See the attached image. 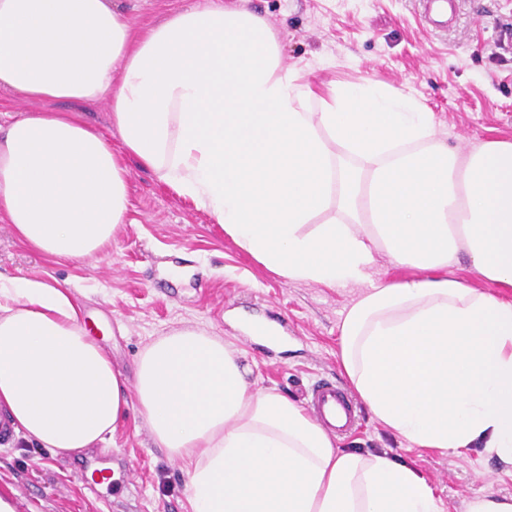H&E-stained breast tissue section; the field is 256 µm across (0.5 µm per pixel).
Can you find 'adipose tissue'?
Segmentation results:
<instances>
[{"label": "adipose tissue", "instance_id": "adipose-tissue-1", "mask_svg": "<svg viewBox=\"0 0 512 512\" xmlns=\"http://www.w3.org/2000/svg\"><path fill=\"white\" fill-rule=\"evenodd\" d=\"M0 91L39 102L0 126V222L50 259L96 257L128 212V159L207 211L287 282L361 285L339 326L368 411L419 448L512 467V140L468 150L388 85L314 83L244 0H188L142 29L116 0H0ZM105 101L111 140L65 102ZM417 277L372 281L377 254ZM68 285L0 280V411L77 457L135 411L184 466L192 512H442L388 455L358 454L254 387L233 343L186 325L126 380ZM455 274L464 279L469 286L472 288H477L479 290L487 291L493 294H499L504 296H510L512 297V290H505L503 288H495V286L488 284L484 280H482L480 277H478L476 274H474L471 269L469 268L467 262L463 261L458 266L457 269H455Z\"/></svg>", "mask_w": 512, "mask_h": 512}]
</instances>
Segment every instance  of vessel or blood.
<instances>
[{
  "instance_id": "obj_1",
  "label": "vessel or blood",
  "mask_w": 512,
  "mask_h": 512,
  "mask_svg": "<svg viewBox=\"0 0 512 512\" xmlns=\"http://www.w3.org/2000/svg\"><path fill=\"white\" fill-rule=\"evenodd\" d=\"M308 406L317 421L339 435L351 432L361 420L355 399L337 382L328 379L312 386Z\"/></svg>"
}]
</instances>
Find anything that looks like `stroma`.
Returning a JSON list of instances; mask_svg holds the SVG:
<instances>
[{"instance_id": "obj_1", "label": "stroma", "mask_w": 512, "mask_h": 512, "mask_svg": "<svg viewBox=\"0 0 512 512\" xmlns=\"http://www.w3.org/2000/svg\"><path fill=\"white\" fill-rule=\"evenodd\" d=\"M424 4L249 0L279 36L285 67L309 72L315 82L365 78L401 89L434 113L452 148L512 139V0H454L443 28L427 23ZM129 170L128 222L97 258L49 261L0 223V277L69 281L91 337L128 378L148 342L197 324L237 345L254 387L296 404L318 379L345 382L339 325L358 287L282 280L207 211L151 171L134 163ZM245 318L288 330L275 346L245 333ZM340 444L407 463L431 485L443 512H466L489 487L512 496V472L479 448H419L369 415ZM101 468L111 481L90 491L82 477ZM186 482L180 465L131 418L105 447L77 458L0 438V494L15 501L17 512H191Z\"/></svg>"}]
</instances>
